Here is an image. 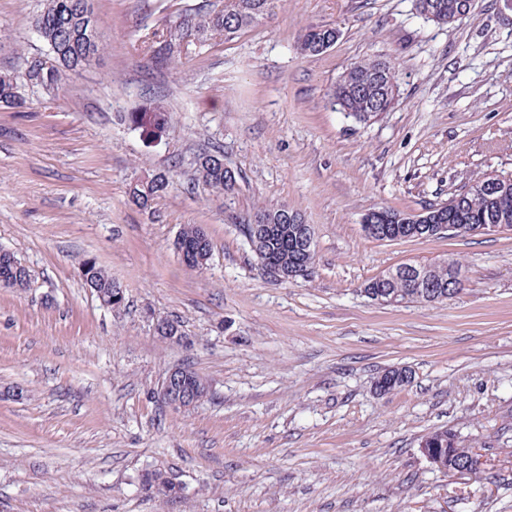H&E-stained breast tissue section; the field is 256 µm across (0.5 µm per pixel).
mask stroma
I'll return each mask as SVG.
<instances>
[{"label":"stroma","instance_id":"1","mask_svg":"<svg viewBox=\"0 0 512 512\" xmlns=\"http://www.w3.org/2000/svg\"><path fill=\"white\" fill-rule=\"evenodd\" d=\"M198 0H94L103 51L53 95L0 107V248L30 272L0 287V512H512V233L380 242L363 214L447 201L512 173V0H473L437 25L413 0H278L260 26L153 67L139 39ZM43 0H0V72L43 52ZM311 24L341 30L296 51ZM401 73L390 112L359 124L327 94L355 62ZM166 132L131 126L146 101ZM220 150L241 176L232 208L195 177ZM175 170L152 210L134 179ZM285 206L314 229L310 276L266 278L243 217ZM205 227L213 255L187 268L173 243ZM94 260L124 291L112 311L85 287ZM461 264L462 289L383 306L365 284L402 263ZM182 339L160 340L158 320ZM212 397L189 411L155 395L173 366ZM408 385L376 391L384 371ZM456 432L483 471L443 473L420 442ZM165 471L175 499L146 495ZM339 37L340 30L335 26L312 25L301 31L297 50L302 55H319L331 48ZM139 485L145 493L156 497L177 498L178 495H171L173 482L159 469H145L139 475Z\"/></svg>","mask_w":512,"mask_h":512}]
</instances>
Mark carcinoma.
Segmentation results:
<instances>
[{
  "instance_id": "obj_1",
  "label": "carcinoma",
  "mask_w": 512,
  "mask_h": 512,
  "mask_svg": "<svg viewBox=\"0 0 512 512\" xmlns=\"http://www.w3.org/2000/svg\"><path fill=\"white\" fill-rule=\"evenodd\" d=\"M275 0H211L197 6L186 5L152 30L145 41L151 63L159 68L176 64L191 49L198 51L213 40L230 41L251 29L272 12ZM464 0H414V9L422 18L437 24H450L461 13ZM94 9L87 0H45L34 25L46 46L42 56L51 64L50 83L61 86L70 71L89 65L87 47L83 38L86 12ZM340 37V30L329 25H315L303 29L298 37L297 50L302 55H319L331 48ZM396 63L390 58L355 62L346 69L330 91L331 103L346 116L360 124L369 123L390 111L398 96ZM28 85L20 69L0 73V106L11 107L20 97L22 87ZM195 172L212 192L228 198L237 190L240 175L224 165L223 156L204 152L194 158ZM485 178H479L461 187L448 197V201L426 209L436 224H512V174L503 175L501 188L489 192L484 188ZM174 175L158 172L139 178L129 185V201L143 211L169 193ZM402 212L382 207L365 214L372 224L393 226ZM245 235H251V225L265 224L262 249L268 258L291 270L299 264L314 262V255H306L301 248L299 213L288 207L264 208L244 218ZM177 242L192 253L194 269L204 268L212 256V242L206 230L197 224H187L180 231ZM460 272L457 263L442 262L430 266L432 281L448 287V271ZM82 280L97 297L120 309L125 295L120 286L96 262L87 260L81 267ZM8 288L22 289L29 284V271L16 255L0 249V283ZM392 290L399 293L398 300L418 302L420 298L399 284L378 277L367 282L364 292ZM186 386L195 391V405L208 400V380L190 367L184 368ZM375 387L386 391L403 387L399 373L389 371L375 381ZM433 447L451 462L458 461L465 452L458 436L450 429H437L426 435ZM139 485L145 493L156 497H171L173 482L159 469H145L139 475Z\"/></svg>"
}]
</instances>
